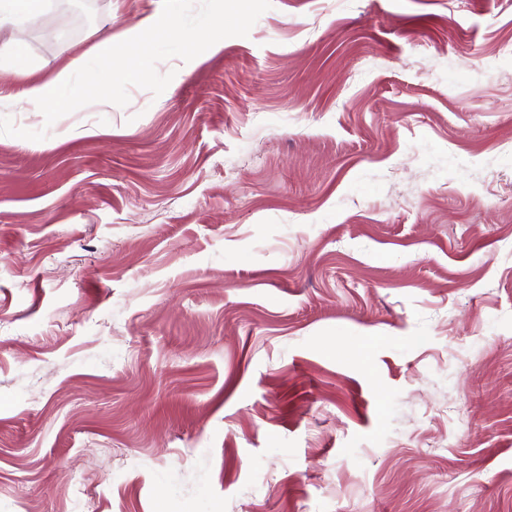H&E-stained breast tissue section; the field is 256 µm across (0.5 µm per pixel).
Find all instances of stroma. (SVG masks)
<instances>
[{
    "mask_svg": "<svg viewBox=\"0 0 512 512\" xmlns=\"http://www.w3.org/2000/svg\"><path fill=\"white\" fill-rule=\"evenodd\" d=\"M0 104V512H512V0H51ZM45 4V0L0 1V56L8 60L11 73L22 79L6 95L0 84V100H16L28 112H42L45 106L68 96L78 85H89L97 79L100 65H105L111 73L125 72L129 66V57L117 55L112 49L110 33L77 59L63 61L49 74L41 75L42 68L28 61L24 45L10 34L19 23L36 20ZM171 16L167 12H158L145 19L136 30L135 35L126 39L130 50L145 43L156 35L163 33L170 25Z\"/></svg>",
    "mask_w": 512,
    "mask_h": 512,
    "instance_id": "obj_1",
    "label": "stroma"
}]
</instances>
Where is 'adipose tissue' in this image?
Returning a JSON list of instances; mask_svg holds the SVG:
<instances>
[{
    "label": "adipose tissue",
    "instance_id": "obj_1",
    "mask_svg": "<svg viewBox=\"0 0 512 512\" xmlns=\"http://www.w3.org/2000/svg\"><path fill=\"white\" fill-rule=\"evenodd\" d=\"M46 0H0V56L6 57L12 74L20 84L9 89L6 97L22 104L27 111L39 112L49 103L72 93L77 86L95 81L99 67L110 72H125L128 56L116 54L111 39L95 43L78 58L60 63L49 74L28 60L24 45L13 39L14 28L22 22L36 20L43 12Z\"/></svg>",
    "mask_w": 512,
    "mask_h": 512
}]
</instances>
